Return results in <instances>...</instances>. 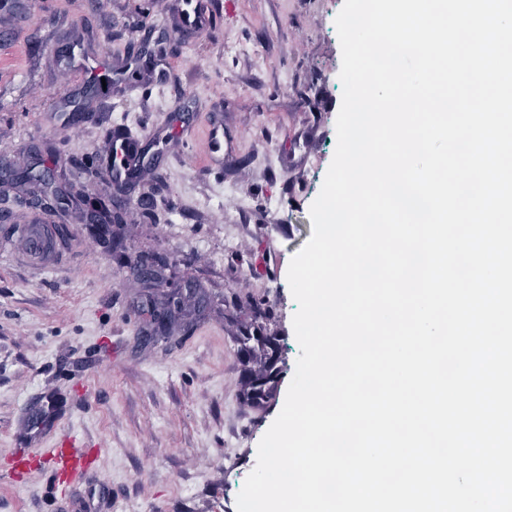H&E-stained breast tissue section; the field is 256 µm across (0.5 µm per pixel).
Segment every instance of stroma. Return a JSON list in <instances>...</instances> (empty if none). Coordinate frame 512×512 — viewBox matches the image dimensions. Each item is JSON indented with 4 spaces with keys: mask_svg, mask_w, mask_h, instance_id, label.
Masks as SVG:
<instances>
[{
    "mask_svg": "<svg viewBox=\"0 0 512 512\" xmlns=\"http://www.w3.org/2000/svg\"><path fill=\"white\" fill-rule=\"evenodd\" d=\"M213 31L186 39L177 0H30L0 10V161L42 159L58 186L105 195L97 175L116 129L146 139L152 162L123 194L116 225L129 263L85 225L82 203L47 201L70 236L36 270L0 251V512H237L258 445L280 413L300 347L287 273L312 235L310 207L336 145L344 0H213ZM79 35L90 72L126 70L142 41L155 70L106 93L55 62ZM77 104L80 123L64 121ZM224 121L232 161L207 131ZM164 258L165 281L205 296L189 331L143 339L144 283L133 260ZM277 339L276 399L243 397L238 339ZM69 432L95 447L60 494L28 457Z\"/></svg>",
    "mask_w": 512,
    "mask_h": 512,
    "instance_id": "stroma-1",
    "label": "stroma"
}]
</instances>
